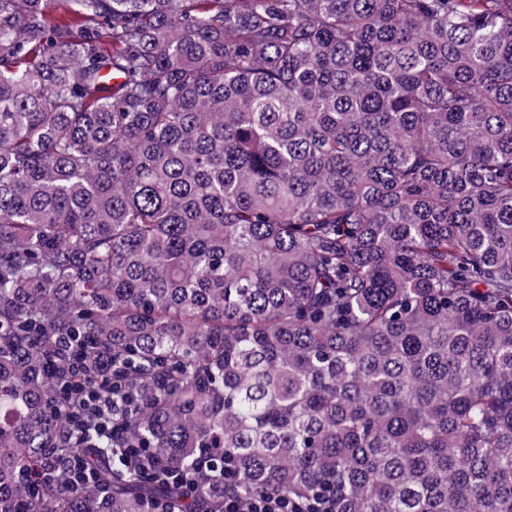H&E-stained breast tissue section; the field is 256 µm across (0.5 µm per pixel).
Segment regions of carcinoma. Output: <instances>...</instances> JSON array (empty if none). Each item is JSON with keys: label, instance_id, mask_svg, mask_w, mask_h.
Here are the masks:
<instances>
[{"label": "carcinoma", "instance_id": "obj_1", "mask_svg": "<svg viewBox=\"0 0 512 512\" xmlns=\"http://www.w3.org/2000/svg\"><path fill=\"white\" fill-rule=\"evenodd\" d=\"M57 2L0 0V512H224L201 452L512 512V0ZM78 395L86 404V408L95 416L110 425L112 433V416L120 411V405L114 401L112 395L108 392L90 391L85 392L84 388L78 389Z\"/></svg>", "mask_w": 512, "mask_h": 512}]
</instances>
